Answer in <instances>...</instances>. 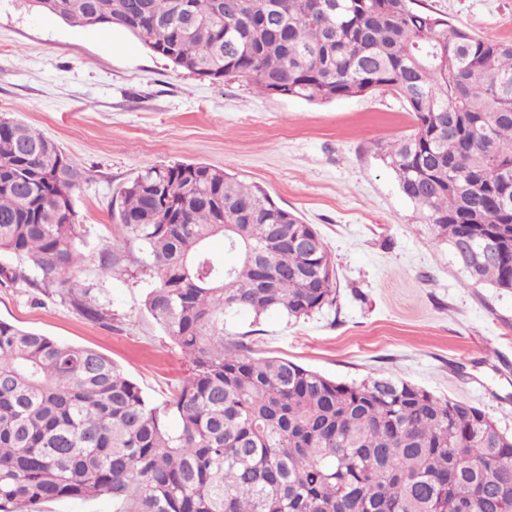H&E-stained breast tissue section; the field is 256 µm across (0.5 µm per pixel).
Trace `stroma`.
Returning a JSON list of instances; mask_svg holds the SVG:
<instances>
[{
    "mask_svg": "<svg viewBox=\"0 0 512 512\" xmlns=\"http://www.w3.org/2000/svg\"><path fill=\"white\" fill-rule=\"evenodd\" d=\"M478 35L512 41V0H423ZM55 139L85 171L72 195L80 263L66 272L106 312L87 318L56 287L0 276V320L95 349L153 403L192 364L143 307L156 277L117 219L120 192L147 168L203 162L265 189L314 225L338 278L333 305L297 321L224 317V337L343 383L392 374L481 409L512 434V291L471 285L400 192L381 147L415 122L388 90L326 103L202 81L127 32L74 28L0 0V115ZM112 255L103 273L100 258Z\"/></svg>",
    "mask_w": 512,
    "mask_h": 512,
    "instance_id": "stroma-1",
    "label": "stroma"
}]
</instances>
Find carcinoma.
<instances>
[{
  "label": "carcinoma",
  "instance_id": "1",
  "mask_svg": "<svg viewBox=\"0 0 512 512\" xmlns=\"http://www.w3.org/2000/svg\"><path fill=\"white\" fill-rule=\"evenodd\" d=\"M77 28H121L200 80L330 102L396 93L416 127L387 145L402 195L453 252L496 236L465 268L512 289V41L418 0H29ZM83 168L0 116V254L105 319L79 263L72 193ZM119 223L157 284L149 315L191 356L160 405L105 355L0 320V512L108 497L119 512H512V435L479 408L388 376L336 382L224 341V313L300 319L336 302L315 227L260 186L208 164L151 167L123 188ZM224 239L227 264L208 243Z\"/></svg>",
  "mask_w": 512,
  "mask_h": 512
}]
</instances>
